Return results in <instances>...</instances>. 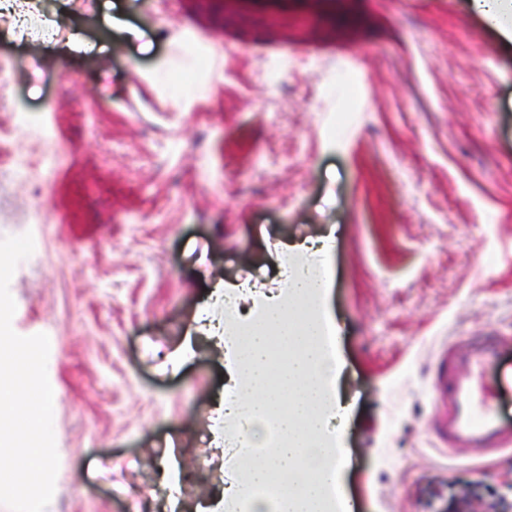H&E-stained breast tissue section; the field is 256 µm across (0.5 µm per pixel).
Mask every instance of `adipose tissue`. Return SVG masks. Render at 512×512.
<instances>
[{
	"label": "adipose tissue",
	"mask_w": 512,
	"mask_h": 512,
	"mask_svg": "<svg viewBox=\"0 0 512 512\" xmlns=\"http://www.w3.org/2000/svg\"><path fill=\"white\" fill-rule=\"evenodd\" d=\"M332 240L284 246L276 290L241 300L224 283L217 328L227 377L219 423L248 444L213 512H336L346 412L337 389V334L326 306ZM286 491L272 493L273 479Z\"/></svg>",
	"instance_id": "1"
}]
</instances>
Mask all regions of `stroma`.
<instances>
[{"mask_svg": "<svg viewBox=\"0 0 512 512\" xmlns=\"http://www.w3.org/2000/svg\"><path fill=\"white\" fill-rule=\"evenodd\" d=\"M198 2L50 0L63 41L0 21V237L34 239L9 289L13 330L50 344L46 512L220 495L213 286L272 284L283 244L330 232L347 495L448 512L420 488L473 478L512 512V453L452 458L430 432L445 343L505 337L487 382L512 366V43L470 0Z\"/></svg>", "mask_w": 512, "mask_h": 512, "instance_id": "stroma-1", "label": "stroma"}]
</instances>
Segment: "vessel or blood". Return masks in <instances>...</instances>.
<instances>
[{
	"instance_id": "obj_1",
	"label": "vessel or blood",
	"mask_w": 512,
	"mask_h": 512,
	"mask_svg": "<svg viewBox=\"0 0 512 512\" xmlns=\"http://www.w3.org/2000/svg\"><path fill=\"white\" fill-rule=\"evenodd\" d=\"M494 356L493 340L487 337L461 347L446 346L436 357L443 370L434 379L431 394L447 411L431 432L445 441L451 457L512 448V425L500 420L496 407L499 391L512 389V371L503 372L496 386L483 381Z\"/></svg>"
}]
</instances>
